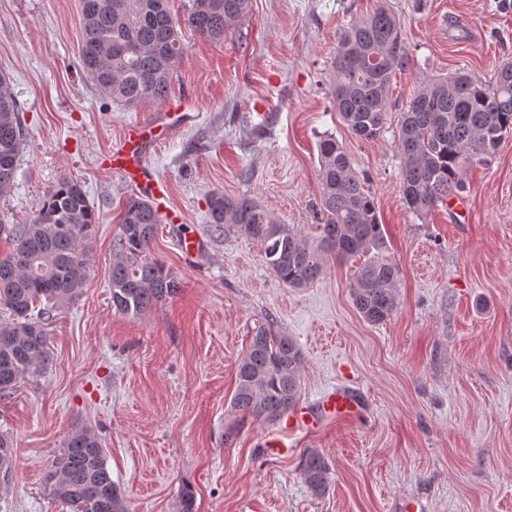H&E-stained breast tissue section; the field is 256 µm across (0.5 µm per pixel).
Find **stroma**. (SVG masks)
Returning <instances> with one entry per match:
<instances>
[{
  "instance_id": "35a3bbf8",
  "label": "stroma",
  "mask_w": 512,
  "mask_h": 512,
  "mask_svg": "<svg viewBox=\"0 0 512 512\" xmlns=\"http://www.w3.org/2000/svg\"><path fill=\"white\" fill-rule=\"evenodd\" d=\"M398 17L407 66L392 80L381 136L356 139L331 94L344 29L379 5ZM79 0H0V70L11 77L25 140L0 222L24 224L57 181H80L98 223L91 278L47 326L52 361L0 401V432L14 445L0 476V512H64L45 481L64 438L82 428L108 450L130 512H512V134L491 164L465 175L468 206L418 215L400 183L398 119L426 78L463 72L491 83L512 60V0H251L209 42L185 31L167 101L135 109L112 101L81 70ZM182 105L195 121L148 161L183 225H159L151 253L181 283L139 316L112 308V240L132 191L99 159L130 122ZM335 136L367 179L400 270L399 307L374 325L350 295L355 260L289 288L260 246L209 222L211 192L256 199L300 230L319 201L317 144ZM206 253L188 260L183 234ZM271 325L303 355L300 402L343 383L367 405L357 421L287 436L268 457L277 424L230 406L253 328ZM316 452L330 486L300 475Z\"/></svg>"
}]
</instances>
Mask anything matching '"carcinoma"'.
Wrapping results in <instances>:
<instances>
[{
    "instance_id": "carcinoma-1",
    "label": "carcinoma",
    "mask_w": 512,
    "mask_h": 512,
    "mask_svg": "<svg viewBox=\"0 0 512 512\" xmlns=\"http://www.w3.org/2000/svg\"><path fill=\"white\" fill-rule=\"evenodd\" d=\"M169 0H79L83 72L113 102L127 108L165 100L171 77L186 52L181 29L210 41L224 39L244 17L250 0H188L183 16ZM403 33L384 6L341 34L331 94L336 112L358 138H378L387 122L388 95L396 71L405 67ZM512 133V62L497 68L492 86L453 74L420 82L398 124L400 178L406 207L424 214L465 189L464 175L487 166ZM24 133L8 75L0 74V196L12 190ZM320 199L305 233L274 219L248 196L215 192L208 199L210 223L232 225L264 251L266 263L288 288H306L327 270L329 258L361 256L351 285L361 317L380 324L399 306L398 266L375 199L342 145L331 135L317 145ZM98 217L81 182L63 179L47 192L27 224H0L12 249L0 256V401L17 384L51 363L46 321L55 309L80 298L90 275V244ZM162 220L152 205L130 197L112 240V307L138 316L177 295L180 281L151 257ZM302 353L296 341L260 324L236 371L231 407L254 420L276 421L299 398ZM14 449L0 435V471L11 470ZM329 467L316 452L306 456L301 476L316 495L326 492ZM66 512H130L125 490L112 479L101 440L80 429L67 435L46 476Z\"/></svg>"
}]
</instances>
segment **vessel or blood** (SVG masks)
Segmentation results:
<instances>
[{"label": "vessel or blood", "mask_w": 512, "mask_h": 512, "mask_svg": "<svg viewBox=\"0 0 512 512\" xmlns=\"http://www.w3.org/2000/svg\"><path fill=\"white\" fill-rule=\"evenodd\" d=\"M190 119V113L184 112L180 106L170 105L159 117L132 125L120 147L109 152L101 163L104 170L119 174L137 196L148 199L169 224L182 223L183 217L180 212L168 208L166 187L152 173L148 152L164 135ZM362 409L361 398L350 388L338 386L328 389L313 404L294 407L281 416L279 426L282 433L266 439L267 452L273 457L286 453L283 434L297 431L311 434L327 422L356 418Z\"/></svg>", "instance_id": "vessel-or-blood-1"}]
</instances>
